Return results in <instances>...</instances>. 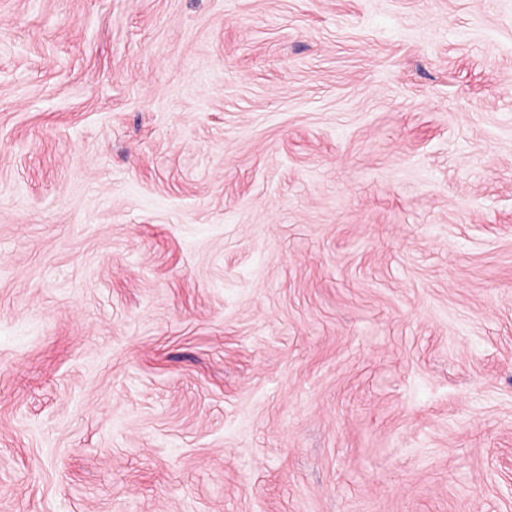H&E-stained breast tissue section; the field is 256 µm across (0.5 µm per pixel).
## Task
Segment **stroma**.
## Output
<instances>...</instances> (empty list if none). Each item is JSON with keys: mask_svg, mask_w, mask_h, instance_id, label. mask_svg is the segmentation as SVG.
Masks as SVG:
<instances>
[{"mask_svg": "<svg viewBox=\"0 0 512 512\" xmlns=\"http://www.w3.org/2000/svg\"><path fill=\"white\" fill-rule=\"evenodd\" d=\"M0 512H512V0H0Z\"/></svg>", "mask_w": 512, "mask_h": 512, "instance_id": "1", "label": "stroma"}]
</instances>
